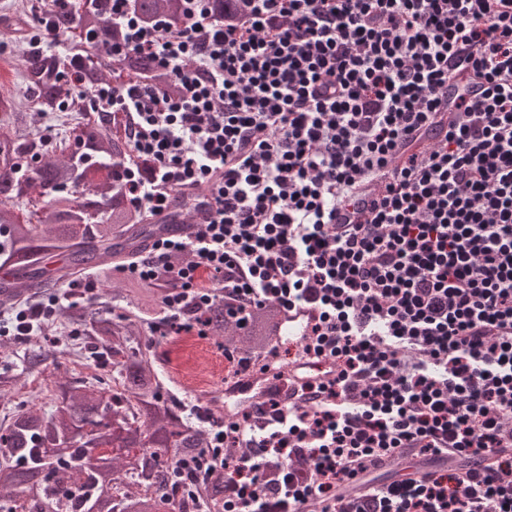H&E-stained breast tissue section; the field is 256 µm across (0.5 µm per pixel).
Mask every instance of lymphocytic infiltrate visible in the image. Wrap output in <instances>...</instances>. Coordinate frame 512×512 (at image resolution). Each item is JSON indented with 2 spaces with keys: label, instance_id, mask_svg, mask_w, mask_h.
Here are the masks:
<instances>
[{
  "label": "lymphocytic infiltrate",
  "instance_id": "1",
  "mask_svg": "<svg viewBox=\"0 0 512 512\" xmlns=\"http://www.w3.org/2000/svg\"><path fill=\"white\" fill-rule=\"evenodd\" d=\"M181 0L182 22L103 5L119 60H154L173 90L72 78L88 120L130 140L125 190L160 214L202 187L193 238L163 237L125 279L165 286L161 339L207 337L223 301L249 324L319 310L304 353L333 359L315 402L276 396L209 431L224 512H512V0ZM481 99L448 97L455 77ZM447 117L444 136L409 151ZM382 187L363 220L327 213ZM503 448L496 471L410 476L419 457ZM383 458L409 471L376 483ZM365 494L340 495L347 481Z\"/></svg>",
  "mask_w": 512,
  "mask_h": 512
}]
</instances>
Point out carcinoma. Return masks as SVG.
I'll return each instance as SVG.
<instances>
[{"mask_svg":"<svg viewBox=\"0 0 512 512\" xmlns=\"http://www.w3.org/2000/svg\"><path fill=\"white\" fill-rule=\"evenodd\" d=\"M144 20L179 23L176 0H135ZM60 37L94 30L101 42L119 39L101 11L50 18ZM27 86L41 111L63 107L71 88L62 71L101 80L118 71L128 78L173 90L151 59L139 55L113 61L104 49L75 48L66 60L28 51L20 59ZM14 98L0 91V312H8L47 291L92 273L104 281L146 252L172 223L133 211L123 191L119 162L130 152L128 139L102 123H87L80 135L55 142L31 136L15 125ZM28 208L5 201L27 196ZM154 286L130 285L112 291V302L95 295L69 303L64 321L88 330L92 353L89 377L53 382L49 409L20 406L0 424V512H191L224 506V481L215 477L185 497L172 469L183 458L203 456L208 432L183 421V406L171 399L156 366L157 345L149 326L157 314ZM209 338L225 339L249 358L276 346L269 329L276 311L268 307L241 328L224 304L207 314ZM57 322L48 319L26 337L29 361L71 355L50 349ZM95 448L112 456L97 457Z\"/></svg>","mask_w":512,"mask_h":512,"instance_id":"obj_1","label":"carcinoma"}]
</instances>
